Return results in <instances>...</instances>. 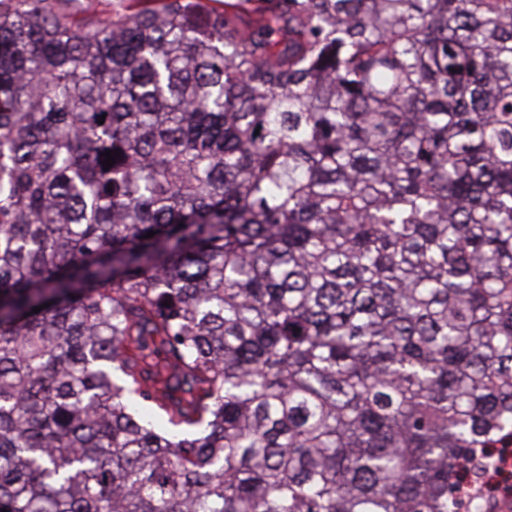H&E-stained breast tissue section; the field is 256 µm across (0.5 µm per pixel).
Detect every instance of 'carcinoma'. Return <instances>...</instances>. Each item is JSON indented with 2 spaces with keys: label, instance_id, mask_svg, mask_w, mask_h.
Segmentation results:
<instances>
[{
  "label": "carcinoma",
  "instance_id": "obj_1",
  "mask_svg": "<svg viewBox=\"0 0 512 512\" xmlns=\"http://www.w3.org/2000/svg\"><path fill=\"white\" fill-rule=\"evenodd\" d=\"M74 2L0 0V512H482L512 0Z\"/></svg>",
  "mask_w": 512,
  "mask_h": 512
}]
</instances>
